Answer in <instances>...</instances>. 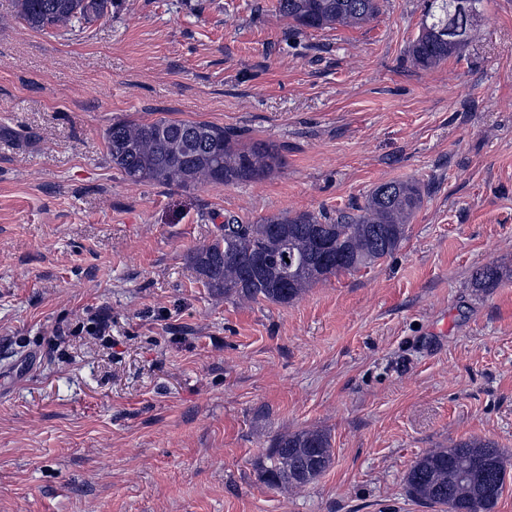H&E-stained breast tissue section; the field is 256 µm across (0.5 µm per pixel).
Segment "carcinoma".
I'll list each match as a JSON object with an SVG mask.
<instances>
[{"label":"carcinoma","instance_id":"1","mask_svg":"<svg viewBox=\"0 0 512 512\" xmlns=\"http://www.w3.org/2000/svg\"><path fill=\"white\" fill-rule=\"evenodd\" d=\"M426 0L420 33L408 55L431 68L470 42L481 0ZM19 17L32 29L90 23L112 14L116 0H17ZM280 17L297 35L308 29L361 26L380 12V0H277ZM108 156L129 180L190 188L232 185L265 178L286 165L281 147L242 131L208 122L160 118L120 121L105 133ZM181 140L173 151L170 144ZM423 203L421 184L396 180L376 186L351 211L280 212L244 222L228 216L221 235L193 249L189 262L204 287L224 299L245 298L287 305L308 288L341 273L368 267L391 255L406 239ZM504 267L488 264L471 276L472 287H494ZM334 462L331 439L318 430L275 438L260 477L275 489H301ZM509 475L494 444L480 439L437 448L409 471V497L440 512H495Z\"/></svg>","mask_w":512,"mask_h":512}]
</instances>
